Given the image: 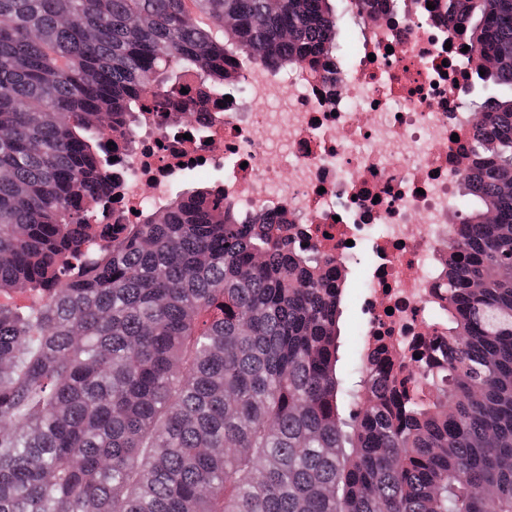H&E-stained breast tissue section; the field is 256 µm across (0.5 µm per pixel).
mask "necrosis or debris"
I'll list each match as a JSON object with an SVG mask.
<instances>
[{"mask_svg": "<svg viewBox=\"0 0 512 512\" xmlns=\"http://www.w3.org/2000/svg\"><path fill=\"white\" fill-rule=\"evenodd\" d=\"M440 3L371 0L351 66L324 55L320 77L302 66L286 81L250 66L249 94L233 109L173 99L127 150L135 175L118 203L134 223L143 198L164 195L177 174L229 160L224 191L243 211L287 214L342 271L369 250L361 312L373 371L390 389L411 386L448 349L430 317L433 261L458 234L448 200L476 144L475 118L459 99L466 41ZM270 102L277 111H266ZM201 125L209 134L198 139Z\"/></svg>", "mask_w": 512, "mask_h": 512, "instance_id": "necrosis-or-debris-1", "label": "necrosis or debris"}]
</instances>
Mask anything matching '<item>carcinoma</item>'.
<instances>
[{
  "label": "carcinoma",
  "instance_id": "1",
  "mask_svg": "<svg viewBox=\"0 0 512 512\" xmlns=\"http://www.w3.org/2000/svg\"><path fill=\"white\" fill-rule=\"evenodd\" d=\"M497 95L453 202L443 365L398 407L347 277L212 185L117 224L112 154L181 89L341 53L330 0H0V512H512V0H443ZM484 74H479V71Z\"/></svg>",
  "mask_w": 512,
  "mask_h": 512
}]
</instances>
